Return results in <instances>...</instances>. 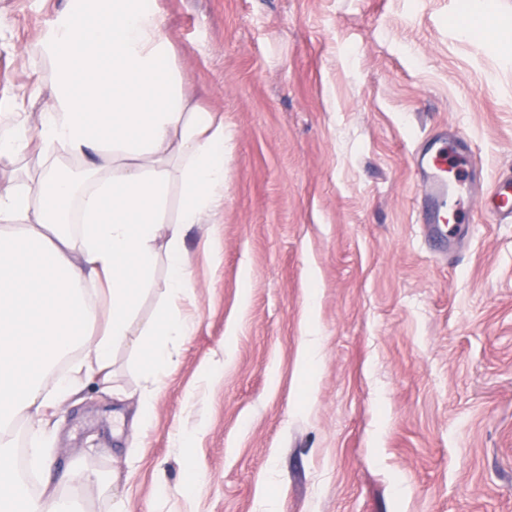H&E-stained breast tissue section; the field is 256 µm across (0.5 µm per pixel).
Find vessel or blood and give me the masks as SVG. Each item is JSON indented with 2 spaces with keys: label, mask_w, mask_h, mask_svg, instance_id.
Instances as JSON below:
<instances>
[{
  "label": "vessel or blood",
  "mask_w": 512,
  "mask_h": 512,
  "mask_svg": "<svg viewBox=\"0 0 512 512\" xmlns=\"http://www.w3.org/2000/svg\"><path fill=\"white\" fill-rule=\"evenodd\" d=\"M471 153L468 137L456 132L425 138L412 153V164L421 181L415 208L432 252L452 250L467 222L463 208H447L448 182L453 179L460 183L469 177ZM487 204L500 219H512V177L496 185Z\"/></svg>",
  "instance_id": "1"
}]
</instances>
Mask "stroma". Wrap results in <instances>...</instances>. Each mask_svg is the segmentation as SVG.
<instances>
[{"instance_id": "35a3bbf8", "label": "stroma", "mask_w": 512, "mask_h": 512, "mask_svg": "<svg viewBox=\"0 0 512 512\" xmlns=\"http://www.w3.org/2000/svg\"><path fill=\"white\" fill-rule=\"evenodd\" d=\"M65 3L0 0V97L25 90L31 128L50 75L19 50ZM481 4L160 0L186 88L224 115V213L184 236L197 327L172 368L132 346L149 291L111 390L53 419L55 475L100 476L84 512H512V223L481 196L512 175V0ZM442 127L477 182L436 257L411 155Z\"/></svg>"}]
</instances>
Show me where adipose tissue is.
I'll return each mask as SVG.
<instances>
[{"mask_svg":"<svg viewBox=\"0 0 512 512\" xmlns=\"http://www.w3.org/2000/svg\"><path fill=\"white\" fill-rule=\"evenodd\" d=\"M24 53L52 78L35 132L0 101V161L32 146L40 157L26 183L0 187V512H78L58 490L30 492L10 427L43 434L86 381L110 380L162 226L167 304L137 345L150 368L170 367L171 343L194 330L179 308L192 286L184 231L224 209V116L185 92L158 0H68ZM62 157L85 160L84 183ZM88 282L99 305L84 296Z\"/></svg>","mask_w":512,"mask_h":512,"instance_id":"adipose-tissue-1","label":"adipose tissue"}]
</instances>
